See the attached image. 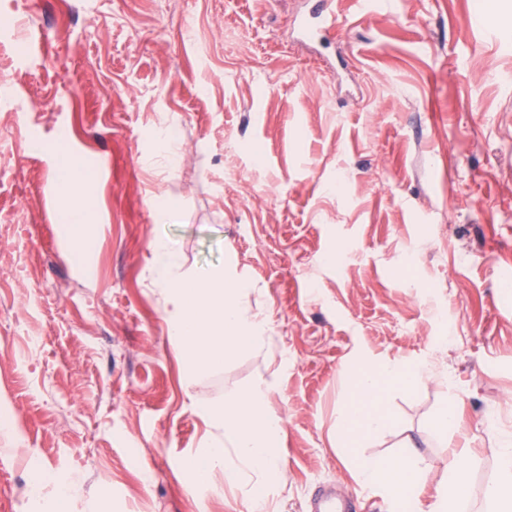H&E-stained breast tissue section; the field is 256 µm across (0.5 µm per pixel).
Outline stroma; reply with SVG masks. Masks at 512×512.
Returning a JSON list of instances; mask_svg holds the SVG:
<instances>
[{
  "mask_svg": "<svg viewBox=\"0 0 512 512\" xmlns=\"http://www.w3.org/2000/svg\"><path fill=\"white\" fill-rule=\"evenodd\" d=\"M300 7L0 0V512H57L37 472L80 480L67 512H245L256 475L196 492L176 463L207 438L194 404L259 379L284 419L270 512L330 487L388 512L349 456L411 446L428 498L469 451L463 512H490L512 432V0H336L320 40L295 37ZM70 154L97 176L89 268L55 222ZM159 241L251 282L263 349L182 385ZM367 361L430 376L351 450L336 416ZM457 414V400L446 397L438 406L433 415L432 425L439 433L448 435V430L455 425Z\"/></svg>",
  "mask_w": 512,
  "mask_h": 512,
  "instance_id": "obj_1",
  "label": "stroma"
}]
</instances>
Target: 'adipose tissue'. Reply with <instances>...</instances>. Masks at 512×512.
Wrapping results in <instances>:
<instances>
[{"mask_svg": "<svg viewBox=\"0 0 512 512\" xmlns=\"http://www.w3.org/2000/svg\"><path fill=\"white\" fill-rule=\"evenodd\" d=\"M83 179L79 157L69 156L58 162L55 183L71 203L58 211L57 222L69 243L80 252L100 232L98 211L82 201L79 193ZM154 258L165 274L168 333L182 354L185 384H192L203 371L220 365L227 351L262 347L268 324L250 314L244 305L248 282L230 271L192 276L180 273L176 256L162 242L156 243ZM428 375L421 365L365 364L351 385L350 406L336 417L337 427L353 445L380 433L391 422L385 409L389 390L411 388ZM269 393V386L258 380L243 391L225 396L223 404L197 406V414L208 427V437L203 448L184 460L202 491L213 489V478L219 472L230 483L245 474H257L259 481L248 493L247 512H266V487L281 474L278 446L283 420L269 411ZM498 442L497 479L487 496L495 512H512V433L500 436ZM354 465L361 482L378 490L392 512L423 504L427 469L417 453L387 459L358 456ZM468 480L466 462L451 461L438 481L433 500L427 504L428 512H460Z\"/></svg>", "mask_w": 512, "mask_h": 512, "instance_id": "ef3b65f1", "label": "adipose tissue"}]
</instances>
